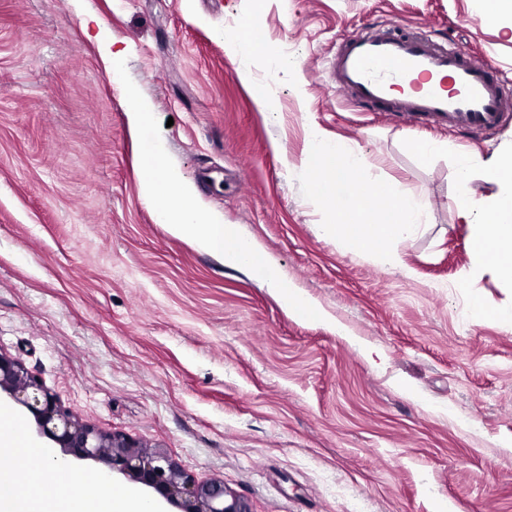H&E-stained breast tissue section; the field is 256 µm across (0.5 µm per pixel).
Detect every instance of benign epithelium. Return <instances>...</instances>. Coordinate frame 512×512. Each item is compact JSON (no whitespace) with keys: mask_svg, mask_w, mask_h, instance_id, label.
Listing matches in <instances>:
<instances>
[{"mask_svg":"<svg viewBox=\"0 0 512 512\" xmlns=\"http://www.w3.org/2000/svg\"><path fill=\"white\" fill-rule=\"evenodd\" d=\"M2 392L33 417L40 437L79 460L100 463L106 472L152 489L178 512H251L224 484L197 481L166 452L147 451L136 441L79 421L39 378L0 351Z\"/></svg>","mask_w":512,"mask_h":512,"instance_id":"obj_1","label":"benign epithelium"}]
</instances>
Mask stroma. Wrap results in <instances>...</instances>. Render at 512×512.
Segmentation results:
<instances>
[{
    "instance_id": "35a3bbf8",
    "label": "stroma",
    "mask_w": 512,
    "mask_h": 512,
    "mask_svg": "<svg viewBox=\"0 0 512 512\" xmlns=\"http://www.w3.org/2000/svg\"><path fill=\"white\" fill-rule=\"evenodd\" d=\"M483 2L0 0V351L81 420L251 512H512V323L466 315L477 299L512 310V286L472 273L455 205L497 193L485 163L512 149V117L461 136L368 112L330 68L341 38L392 25L512 79V21ZM248 22L268 55L231 51ZM128 87L147 125L132 126ZM316 133L360 152L365 183L428 200L421 231L393 245L399 265L324 232ZM155 145L318 318L157 223L140 194Z\"/></svg>"
}]
</instances>
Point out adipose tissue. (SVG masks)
I'll use <instances>...</instances> for the list:
<instances>
[{
    "mask_svg": "<svg viewBox=\"0 0 512 512\" xmlns=\"http://www.w3.org/2000/svg\"><path fill=\"white\" fill-rule=\"evenodd\" d=\"M141 164L140 192L156 210L158 223L170 232L192 240L202 250L223 258L226 266L247 267L271 288L289 309L310 311V304L290 289L279 268L257 244L241 235L234 224H225L196 202L193 188L168 168L162 147H153ZM316 182L323 199L335 197L337 186L347 188L353 204L330 208L326 233L339 235L350 251L369 252L385 264L399 262L391 242L417 234L427 204L422 197L365 184L362 163L355 149L316 142L312 153ZM489 173L499 190L489 198L461 197L462 217L474 222L472 251L475 267L492 266L512 282V155L492 159ZM371 196L385 199L383 218L370 221L363 202ZM0 457L15 461L11 471H0V512H152L137 491L114 494L105 490L96 475L72 471L54 461L46 449L35 446L24 434L14 412L0 405Z\"/></svg>",
    "mask_w": 512,
    "mask_h": 512,
    "instance_id": "adipose-tissue-1",
    "label": "adipose tissue"
}]
</instances>
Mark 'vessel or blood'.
<instances>
[{"instance_id":"b4317fda","label":"vessel or blood","mask_w":512,"mask_h":512,"mask_svg":"<svg viewBox=\"0 0 512 512\" xmlns=\"http://www.w3.org/2000/svg\"><path fill=\"white\" fill-rule=\"evenodd\" d=\"M336 76L357 104L428 119L466 132L489 131L512 111V85L495 67L472 59L456 45L435 44L415 31H368L343 39L336 53ZM448 74L447 91L429 86L432 76ZM419 75L414 93L396 97L387 75Z\"/></svg>"}]
</instances>
